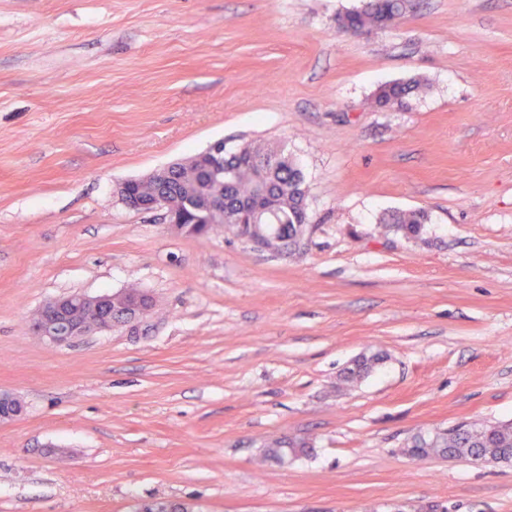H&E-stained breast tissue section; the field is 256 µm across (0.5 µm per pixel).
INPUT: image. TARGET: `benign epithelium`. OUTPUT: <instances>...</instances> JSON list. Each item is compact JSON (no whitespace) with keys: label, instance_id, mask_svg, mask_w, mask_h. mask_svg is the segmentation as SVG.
<instances>
[{"label":"benign epithelium","instance_id":"7a95c632","mask_svg":"<svg viewBox=\"0 0 512 512\" xmlns=\"http://www.w3.org/2000/svg\"><path fill=\"white\" fill-rule=\"evenodd\" d=\"M204 158L208 167L224 165V143L216 142L206 149ZM139 179H128L119 183L116 194L123 205L134 212L149 213L163 210L161 199H144L132 193V186ZM116 295L110 293L90 296L86 294H68L45 303L31 318L29 328L33 334L42 336L57 345H67L84 336L112 330L121 324L134 331L139 328L152 307V300L147 294L126 299L128 315L123 322L112 318V303ZM85 308L90 319L82 321L77 310ZM24 405L17 397L0 392V423L18 419Z\"/></svg>","mask_w":512,"mask_h":512}]
</instances>
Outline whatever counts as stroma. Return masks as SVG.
<instances>
[{"mask_svg":"<svg viewBox=\"0 0 512 512\" xmlns=\"http://www.w3.org/2000/svg\"><path fill=\"white\" fill-rule=\"evenodd\" d=\"M365 3L0 0V391L25 402L0 424V512H512V462L407 454L512 422V0L340 31ZM218 141L293 159L299 250L119 200ZM414 210L418 235L381 232ZM131 286L156 303L138 333L27 328ZM420 85V82L415 79L384 85L376 93V103L380 107H385L388 104L399 102L419 89Z\"/></svg>","mask_w":512,"mask_h":512,"instance_id":"obj_1","label":"stroma"}]
</instances>
